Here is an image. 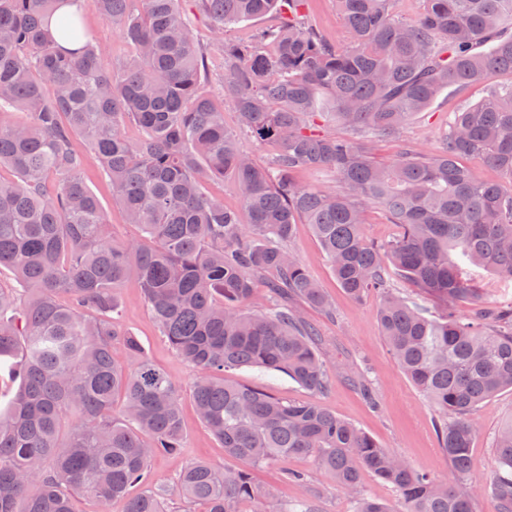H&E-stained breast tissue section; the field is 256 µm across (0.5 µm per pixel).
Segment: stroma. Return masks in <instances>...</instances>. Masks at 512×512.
Masks as SVG:
<instances>
[{
    "label": "stroma",
    "mask_w": 512,
    "mask_h": 512,
    "mask_svg": "<svg viewBox=\"0 0 512 512\" xmlns=\"http://www.w3.org/2000/svg\"><path fill=\"white\" fill-rule=\"evenodd\" d=\"M183 9L192 17L197 41L205 53L209 80L205 85L211 95L219 93V78L223 73L222 42H251L262 29L279 22L278 13L225 27L223 35H216L206 19L196 15L192 0H184ZM87 22L102 48L99 64L109 71L129 57L130 46L111 24L101 21L94 0H83ZM487 94L485 85L478 84L461 91L441 93L427 111L416 114L409 121L403 139L383 138L370 145L372 155L388 161L402 150L404 143H416L427 152H437L448 128L453 112L481 101ZM85 182L106 209L108 230L113 241L123 242L138 237L140 230L127 223L120 207L112 203V190L95 158H87ZM292 248L306 267L309 275L320 286L332 310L301 304L300 310L307 321L314 324L323 339L322 355L339 374L332 391L320 396L319 401L338 417L361 428L381 447L402 457L416 470L429 473L439 481L453 477L452 466L441 448L435 431L438 415L418 388L395 365L379 322V298L371 294L362 300L351 299L338 285L319 242L309 225L296 229ZM477 290L476 298L457 299L454 309L459 316H469L475 304H505L512 302V282L500 280L496 275L474 267H467ZM120 308L113 318L124 331L139 339L148 359L175 380L180 388L184 420V446L179 455H160L149 466V485L165 489L169 505H177L179 493L177 476L183 464L205 461L216 467L234 466L220 443L198 419L193 405L192 386L198 375L195 367L178 357L167 339L162 336L148 311L136 275H129L119 290ZM361 374L367 386L377 397L369 403L361 389L346 377L347 371ZM233 378L242 384L254 386L274 396L305 400L307 391L286 375L241 368L233 371ZM512 414V391H503L480 404L474 415L476 438L471 456L472 496L475 512H497V504L486 496L482 487L494 469V446L502 421ZM308 475V487L301 488L284 478L286 471ZM253 481L261 494L278 501L293 504L307 499L312 512H351L352 504L335 482L320 469L312 456H297L274 461L256 468Z\"/></svg>",
    "instance_id": "35a3bbf8"
}]
</instances>
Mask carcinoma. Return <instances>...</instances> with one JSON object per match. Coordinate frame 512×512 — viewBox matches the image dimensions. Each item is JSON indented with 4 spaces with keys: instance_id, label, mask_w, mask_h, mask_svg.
<instances>
[{
    "instance_id": "1",
    "label": "carcinoma",
    "mask_w": 512,
    "mask_h": 512,
    "mask_svg": "<svg viewBox=\"0 0 512 512\" xmlns=\"http://www.w3.org/2000/svg\"><path fill=\"white\" fill-rule=\"evenodd\" d=\"M61 0H0V268L28 287H0V359L20 379L0 411V512H74L77 495L100 512H167L166 493L144 483L151 459L182 448L179 388L143 353L140 341L109 321L118 290L138 276L144 299L178 356L198 370L192 398L200 421L246 466L220 470L185 463L179 491L204 512H243L259 492L249 467L316 455L352 494L353 512H473L469 490L472 415L512 390V304L479 306L459 318L453 302L475 296L452 258L512 280V190L478 177L461 160L480 155L512 181V0H423L402 22L390 0H336L347 40L306 26L307 0H194L216 34L280 11L277 26L249 44L222 43V95L238 118L203 88L206 59L183 0H95L132 55L111 73L80 11L57 14ZM480 102L454 113L440 150L407 143L387 162L369 143L399 138L410 117L445 89L491 77ZM352 132L317 128L316 115ZM126 121L142 136L129 140ZM279 145L262 166L241 135ZM99 159L112 204L141 230L112 241L106 211L82 178L83 154ZM306 171L341 189L303 184ZM229 176L244 212L203 191ZM377 206L400 235L375 245L364 215ZM299 224L312 229L341 288L359 300L381 292L379 324L397 367L441 415L440 446L451 484L437 483L380 447L314 398L283 400L230 381L224 372H280L312 395L333 386L322 338L295 305L328 309L318 286L287 247ZM407 281L447 308L387 291ZM279 301L245 310L258 282ZM119 341L130 364L112 357ZM122 408L114 411L115 397ZM496 470L485 484L498 512H512V414L499 428ZM372 473L400 507L361 493Z\"/></svg>"
}]
</instances>
